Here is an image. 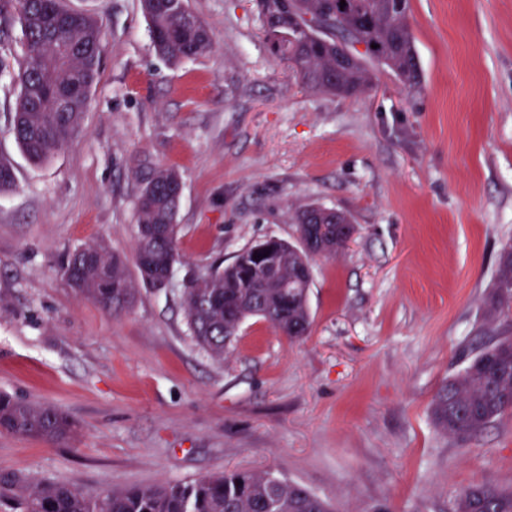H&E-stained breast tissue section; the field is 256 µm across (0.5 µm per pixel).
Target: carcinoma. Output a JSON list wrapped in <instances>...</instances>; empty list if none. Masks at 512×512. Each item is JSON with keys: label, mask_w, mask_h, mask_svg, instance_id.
<instances>
[{"label": "carcinoma", "mask_w": 512, "mask_h": 512, "mask_svg": "<svg viewBox=\"0 0 512 512\" xmlns=\"http://www.w3.org/2000/svg\"><path fill=\"white\" fill-rule=\"evenodd\" d=\"M18 44L24 65L12 123L16 140L33 163H43L78 133L81 115L95 86L104 48L102 21L67 8L62 0H16ZM256 0L263 33L272 52L292 64L302 85L342 98L371 91L377 73H391L406 89L421 87L419 58L409 22V0ZM156 54L172 66L211 47L205 24L188 0H139ZM328 32L308 35V20ZM377 48H371V45ZM363 46L358 50L357 46ZM15 186L12 163L0 157V194ZM181 180L161 167L136 202L135 263L148 287L172 277L182 264L176 217ZM295 241L267 243L268 256L251 249L233 261L213 265L183 281L189 329L213 359L221 361L241 325L258 317L291 340L310 330L308 290L313 256L332 257L348 244L339 228L343 212L318 204L294 211ZM63 274L75 293L115 315L129 311L135 288L126 258L104 241L74 251ZM484 308L495 338L458 373L446 379L431 402L434 426L465 445L512 415V243L503 246ZM47 442L75 437L74 422L60 409L0 392V434ZM4 512H332L328 503L269 472L231 471L191 482L90 493L73 485L0 475ZM450 512H512V487L494 483L457 492Z\"/></svg>", "instance_id": "carcinoma-1"}]
</instances>
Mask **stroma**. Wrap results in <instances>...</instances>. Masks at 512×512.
<instances>
[{
	"label": "stroma",
	"instance_id": "35a3bbf8",
	"mask_svg": "<svg viewBox=\"0 0 512 512\" xmlns=\"http://www.w3.org/2000/svg\"><path fill=\"white\" fill-rule=\"evenodd\" d=\"M105 31L81 131L35 165L12 127L23 64L0 20V392L65 411L74 440L0 434V473L96 492L263 470L333 512H449L456 493L512 486V418L467 446L432 398L492 332L482 322L512 240V0H410L420 91L379 72L339 98L302 89L262 35L255 0H189L212 49L170 66L138 0H67ZM182 180L168 287L116 316L77 296L68 255L106 240L133 256L135 204L154 169ZM316 203L357 234L316 258L311 331L253 317L223 360L192 338L187 270L230 263Z\"/></svg>",
	"mask_w": 512,
	"mask_h": 512
}]
</instances>
